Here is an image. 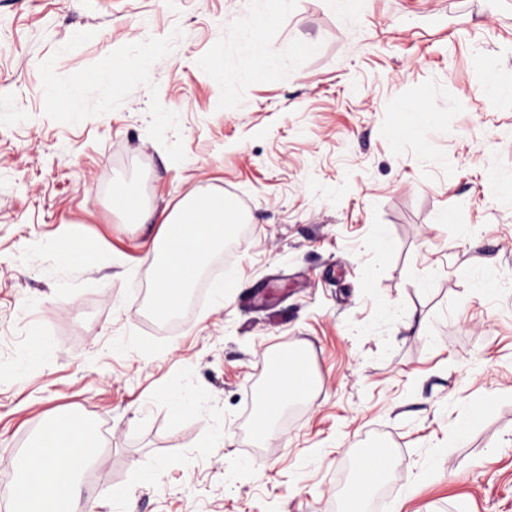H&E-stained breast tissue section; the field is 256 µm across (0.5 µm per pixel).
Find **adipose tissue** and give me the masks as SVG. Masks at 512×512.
I'll use <instances>...</instances> for the list:
<instances>
[{
	"mask_svg": "<svg viewBox=\"0 0 512 512\" xmlns=\"http://www.w3.org/2000/svg\"><path fill=\"white\" fill-rule=\"evenodd\" d=\"M241 221L223 196L201 190L162 211L151 261L155 313L166 316L177 311L195 275L223 248ZM311 386V371L303 358L289 355L260 395L254 424L257 435L271 436L283 404L302 398ZM100 456L98 437L82 415L55 417L14 468L9 491L12 512H93L78 493V480L86 465Z\"/></svg>",
	"mask_w": 512,
	"mask_h": 512,
	"instance_id": "adipose-tissue-1",
	"label": "adipose tissue"
}]
</instances>
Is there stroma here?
Listing matches in <instances>:
<instances>
[{"instance_id": "obj_1", "label": "stroma", "mask_w": 512, "mask_h": 512, "mask_svg": "<svg viewBox=\"0 0 512 512\" xmlns=\"http://www.w3.org/2000/svg\"><path fill=\"white\" fill-rule=\"evenodd\" d=\"M117 185L246 217L176 326ZM55 236L78 262L37 251ZM292 347L314 386L259 440ZM69 412L102 439L94 512H344L376 448L366 512H512V0H0V497ZM154 58L152 51L147 52L136 59L113 58L112 73L113 77L123 80L135 77L143 73L151 64ZM389 463L388 453L380 448L374 459L360 467L365 486H372L381 482L387 472Z\"/></svg>"}]
</instances>
